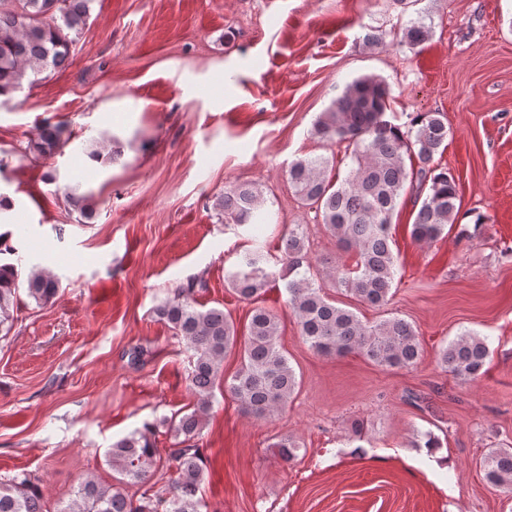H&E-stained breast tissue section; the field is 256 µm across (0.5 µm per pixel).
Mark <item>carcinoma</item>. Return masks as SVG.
I'll return each mask as SVG.
<instances>
[{"label": "carcinoma", "instance_id": "cac0c4a2", "mask_svg": "<svg viewBox=\"0 0 512 512\" xmlns=\"http://www.w3.org/2000/svg\"><path fill=\"white\" fill-rule=\"evenodd\" d=\"M93 0H0V97L10 99L23 84L39 81L47 70L63 69L69 63L76 37L82 31ZM431 28L411 21L400 43L410 49L426 41ZM388 91L378 79L366 76L348 84L324 112L313 131L325 141L346 143L353 164L350 174L335 184L328 175L329 161L305 157L293 161L288 180L295 193L314 206L322 223L345 252L355 255L351 267H336V286L362 304L381 307L389 301L396 275L397 257L391 248L393 217L406 184L425 191L411 236L420 242L436 240L445 228L457 222L458 186L446 170L435 165V155L446 147L448 127L438 112H418L405 127L386 119ZM71 132L64 121L46 120L28 142V151L47 159L70 143ZM112 138L89 141L86 154L108 162L120 153L108 148ZM79 223L95 215L94 197L70 189L64 194ZM261 191L250 184L235 185L218 195L216 215L227 224H264L260 210ZM287 307L295 317L302 339L321 356L341 357L358 352L372 363L390 368H408L419 362L422 346L413 326L398 317L375 325L364 323L352 310L330 301L315 283L310 269L303 268L305 243L301 233L291 230L282 238ZM272 256L260 248L243 253L239 269L227 276V285L239 298L256 300L263 295L274 272L268 270ZM20 274L16 266L0 262V333L15 321ZM207 287L203 279L177 289L158 304L154 313L174 335L184 338L194 352L188 382L197 396L193 411L168 424L172 442L157 446L154 427L117 440L107 453L115 473L113 482L96 477L79 485L74 498L55 512H201L198 498L204 481L202 452L198 444L214 388L221 381L224 357L240 352V365L224 381L243 413L266 418L283 409L297 381L279 342V317L262 308L251 311L245 332L238 333L224 310L198 304L196 289ZM60 281L46 267L34 266L26 277L27 296L39 306L53 302ZM489 348L485 339L463 333L440 352V363L464 379L483 374ZM173 465L166 496H141L134 504L128 485H146L152 469L161 460ZM486 480L512 489V447L493 448L481 460ZM0 512H50L40 488L28 473L0 476Z\"/></svg>", "mask_w": 512, "mask_h": 512}]
</instances>
